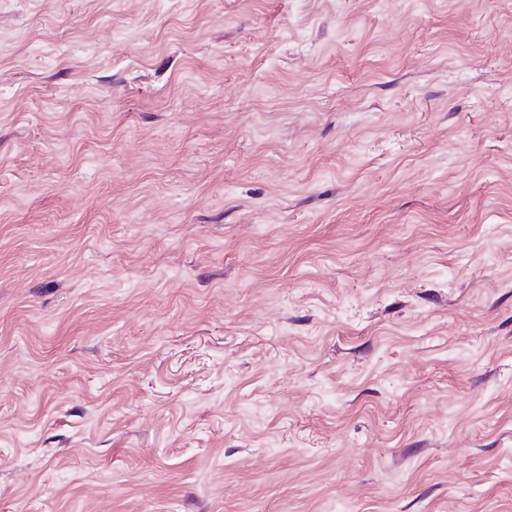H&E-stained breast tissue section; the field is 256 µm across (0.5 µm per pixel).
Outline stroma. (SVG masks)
<instances>
[{"label":"stroma","instance_id":"1","mask_svg":"<svg viewBox=\"0 0 512 512\" xmlns=\"http://www.w3.org/2000/svg\"><path fill=\"white\" fill-rule=\"evenodd\" d=\"M0 512H512V0H0Z\"/></svg>","mask_w":512,"mask_h":512}]
</instances>
